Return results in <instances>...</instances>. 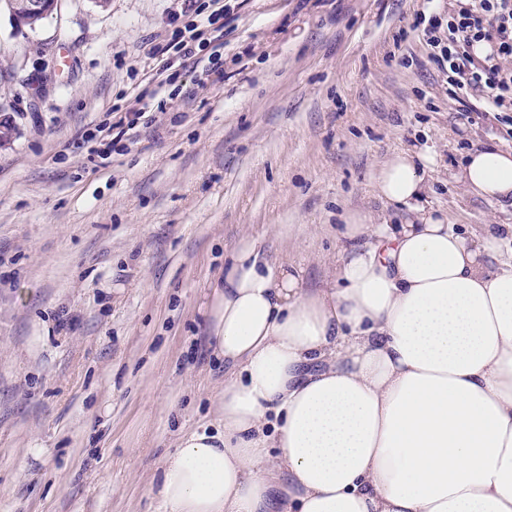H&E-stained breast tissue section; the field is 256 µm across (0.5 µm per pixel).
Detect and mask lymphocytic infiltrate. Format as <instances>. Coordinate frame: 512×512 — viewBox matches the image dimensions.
Masks as SVG:
<instances>
[{"label":"lymphocytic infiltrate","mask_w":512,"mask_h":512,"mask_svg":"<svg viewBox=\"0 0 512 512\" xmlns=\"http://www.w3.org/2000/svg\"><path fill=\"white\" fill-rule=\"evenodd\" d=\"M189 24L174 27L166 43L153 45V78L173 84L186 75L196 82L224 80V0H183ZM431 48L429 60L448 76V94L463 110L483 98L485 115L493 117L512 136V0H449L446 15H432L423 28ZM490 47L477 56L474 46ZM166 100L139 97L135 105L114 113L109 125L116 138L135 141L150 123L152 108H165Z\"/></svg>","instance_id":"obj_1"}]
</instances>
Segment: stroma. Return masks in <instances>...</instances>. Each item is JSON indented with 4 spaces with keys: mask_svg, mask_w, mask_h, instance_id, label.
Masks as SVG:
<instances>
[{
    "mask_svg": "<svg viewBox=\"0 0 512 512\" xmlns=\"http://www.w3.org/2000/svg\"><path fill=\"white\" fill-rule=\"evenodd\" d=\"M225 2L223 83L185 77L189 103L106 160L75 135L147 89L182 0L0 10V512H157L164 455L215 420L225 258L250 239L316 287L349 213L404 223L372 185L394 152L434 156L450 223L512 225L453 178L505 138L461 118L411 28L442 0ZM52 0H21L19 3L18 16L23 21H33L37 18L43 17L50 11ZM37 19L32 24L33 26L41 21Z\"/></svg>",
    "mask_w": 512,
    "mask_h": 512,
    "instance_id": "stroma-1",
    "label": "stroma"
}]
</instances>
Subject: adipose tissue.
<instances>
[{"label":"adipose tissue","instance_id":"obj_1","mask_svg":"<svg viewBox=\"0 0 512 512\" xmlns=\"http://www.w3.org/2000/svg\"><path fill=\"white\" fill-rule=\"evenodd\" d=\"M425 151L373 177L404 224L348 217L332 279L303 285L244 241L208 307L229 372L218 418L184 434L160 512H512V259L430 209ZM456 178L512 203V148Z\"/></svg>","mask_w":512,"mask_h":512}]
</instances>
